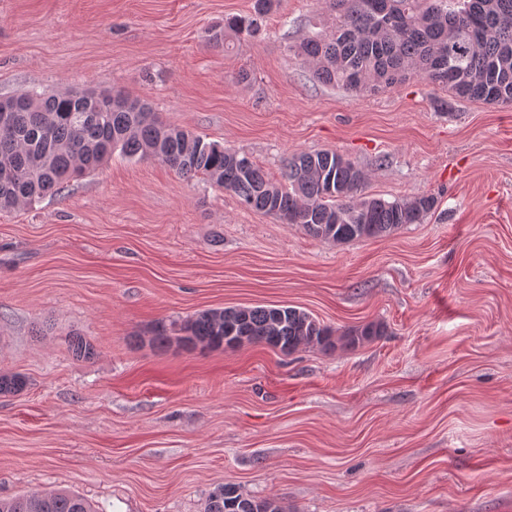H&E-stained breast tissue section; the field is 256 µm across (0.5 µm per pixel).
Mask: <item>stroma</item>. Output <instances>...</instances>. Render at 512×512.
I'll return each mask as SVG.
<instances>
[{"mask_svg": "<svg viewBox=\"0 0 512 512\" xmlns=\"http://www.w3.org/2000/svg\"><path fill=\"white\" fill-rule=\"evenodd\" d=\"M0 0V98L115 89L273 179L335 151L363 194L434 195L427 221L336 244L202 177L113 154L0 213V498L75 491L97 512H204L218 486L284 512H512V107L419 77L357 95L292 47L330 31L280 0ZM295 306L353 350L156 347L205 310ZM95 347L76 358L74 336ZM277 0H255L254 14L247 17L232 16L224 20L223 25H214L209 30V39L215 47L226 44L230 35L235 37H253L259 30L260 20L272 12L277 6Z\"/></svg>", "mask_w": 512, "mask_h": 512, "instance_id": "35a3bbf8", "label": "stroma"}]
</instances>
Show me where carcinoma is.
Segmentation results:
<instances>
[{
  "instance_id": "obj_1",
  "label": "carcinoma",
  "mask_w": 512,
  "mask_h": 512,
  "mask_svg": "<svg viewBox=\"0 0 512 512\" xmlns=\"http://www.w3.org/2000/svg\"><path fill=\"white\" fill-rule=\"evenodd\" d=\"M336 23L303 38L297 56L317 80L355 93L372 92L419 76L455 97L512 105V0H325ZM278 0H255L254 14L232 16L209 30L218 47L253 37ZM24 92L0 99V211L59 191L96 170L115 151L153 158L186 178L202 175L234 193L246 208L297 224L317 239L345 243L387 236L423 224L437 199L423 195L388 201L360 195L365 173L330 151L290 157L275 182L247 154L189 129L164 123L146 102L119 91ZM182 336L156 327L151 342L207 349L263 344L284 354L304 345L356 349L384 333L381 323L338 338L309 313L288 306L208 310L188 320ZM19 374H0V394L22 390ZM0 512H94L76 493L34 491L0 498ZM205 512H283L279 501L226 485Z\"/></svg>"
}]
</instances>
